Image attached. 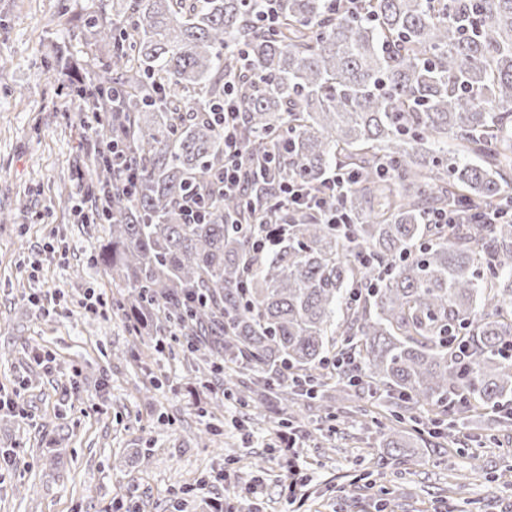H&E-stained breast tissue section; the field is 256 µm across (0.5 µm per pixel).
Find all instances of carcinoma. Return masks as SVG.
Wrapping results in <instances>:
<instances>
[{"label": "carcinoma", "instance_id": "obj_1", "mask_svg": "<svg viewBox=\"0 0 512 512\" xmlns=\"http://www.w3.org/2000/svg\"><path fill=\"white\" fill-rule=\"evenodd\" d=\"M112 0L84 28L104 77L71 84L78 109L105 113L98 146L122 138L140 175L131 188L112 154L90 150L98 217L110 233L94 257L119 289L112 311L135 335H180L182 356L251 418L287 427L315 408L376 426L404 463L410 421L464 427L512 403V0ZM242 46L238 65L230 51ZM240 96L244 161L272 152L276 179L324 188L344 171L345 231L306 212L282 216L276 245L253 256L236 196L203 224L176 202L224 168V141L206 120ZM120 94L112 107V89ZM453 156H448V143ZM463 223L439 230L433 214ZM469 349L467 365L457 356ZM352 354L349 370L325 362ZM382 398L379 421L330 391Z\"/></svg>", "mask_w": 512, "mask_h": 512}]
</instances>
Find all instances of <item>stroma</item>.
I'll use <instances>...</instances> for the list:
<instances>
[{
    "label": "stroma",
    "instance_id": "obj_1",
    "mask_svg": "<svg viewBox=\"0 0 512 512\" xmlns=\"http://www.w3.org/2000/svg\"><path fill=\"white\" fill-rule=\"evenodd\" d=\"M111 9L112 0H0V394L27 412L0 414V448L18 457L0 472V512H111L119 500L140 512H212L225 491L207 478L228 471L245 483L262 454L255 498L264 512H289L284 461L267 448L274 422L234 429L243 409L220 385L203 388L177 354L151 355L149 337L131 336L122 316L83 308L88 290L107 301L116 293L90 261L109 227L76 223L71 211L81 193L71 173L89 166L83 115L47 58L67 54L80 77L93 76L100 63L73 28ZM208 425L218 435L198 440ZM407 445L405 465L372 475L394 488L393 512H512V429H499L496 414L443 449ZM380 453L376 434L346 424L305 442L310 494L299 512H376L373 491L355 483L358 460ZM252 499L239 497V512Z\"/></svg>",
    "mask_w": 512,
    "mask_h": 512
}]
</instances>
